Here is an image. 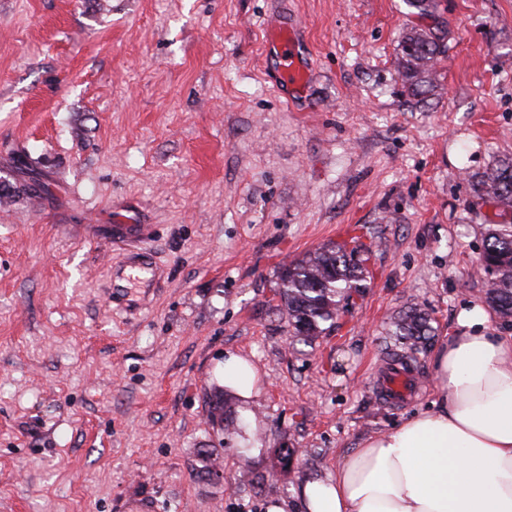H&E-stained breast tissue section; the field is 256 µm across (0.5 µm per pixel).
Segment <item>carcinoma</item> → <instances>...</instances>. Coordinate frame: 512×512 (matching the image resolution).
Here are the masks:
<instances>
[{
	"label": "carcinoma",
	"mask_w": 512,
	"mask_h": 512,
	"mask_svg": "<svg viewBox=\"0 0 512 512\" xmlns=\"http://www.w3.org/2000/svg\"><path fill=\"white\" fill-rule=\"evenodd\" d=\"M410 12L433 17L437 0H406ZM439 28H412L401 37L396 59L397 71L408 94L417 101L434 95L438 88L437 65L446 52ZM476 202L493 207L496 216L512 212V157L497 160L488 170L473 176ZM486 288L487 304L512 320V222L489 220L483 225L482 249L478 258ZM366 279L364 259L358 251L344 246L320 247L286 267L280 278L278 295L288 315L292 336L313 341L324 333L322 325L334 326L340 312L353 296L362 293ZM428 313L417 306L393 321L386 335L395 337L401 348L414 356L419 343L432 326ZM211 421L225 419L232 403L224 391L208 397Z\"/></svg>",
	"instance_id": "1"
}]
</instances>
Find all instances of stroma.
Returning a JSON list of instances; mask_svg holds the SVG:
<instances>
[{"label": "stroma", "mask_w": 512, "mask_h": 512, "mask_svg": "<svg viewBox=\"0 0 512 512\" xmlns=\"http://www.w3.org/2000/svg\"><path fill=\"white\" fill-rule=\"evenodd\" d=\"M437 15L422 104L395 67L403 0H0V512H265L431 403L427 350L417 395L380 400L385 328L419 305L435 345L484 303L493 210L469 177L512 157V0ZM284 23L301 92L268 53ZM129 210L161 273L113 286L107 226ZM356 236L363 293L294 339L282 270ZM228 352L260 376L249 455L208 414ZM219 444L221 479L197 478Z\"/></svg>", "instance_id": "stroma-1"}]
</instances>
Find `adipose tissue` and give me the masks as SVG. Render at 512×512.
<instances>
[{"label":"adipose tissue","instance_id":"1","mask_svg":"<svg viewBox=\"0 0 512 512\" xmlns=\"http://www.w3.org/2000/svg\"><path fill=\"white\" fill-rule=\"evenodd\" d=\"M472 305L432 354L430 409L365 439L335 472L303 480L297 512H512V335ZM224 385L241 402L260 391L255 367L224 358Z\"/></svg>","mask_w":512,"mask_h":512}]
</instances>
